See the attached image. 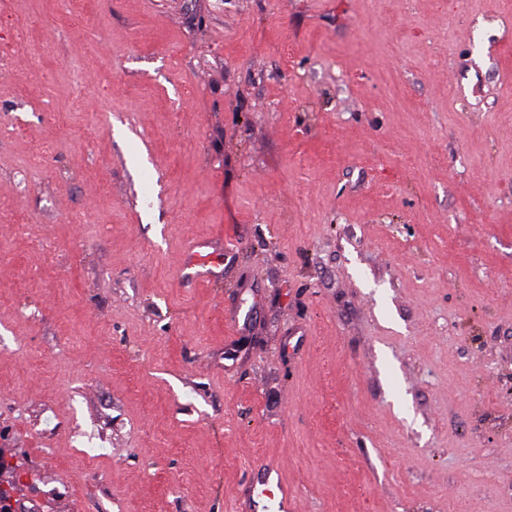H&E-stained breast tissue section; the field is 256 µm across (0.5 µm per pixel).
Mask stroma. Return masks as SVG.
<instances>
[{
	"instance_id": "35a3bbf8",
	"label": "stroma",
	"mask_w": 512,
	"mask_h": 512,
	"mask_svg": "<svg viewBox=\"0 0 512 512\" xmlns=\"http://www.w3.org/2000/svg\"><path fill=\"white\" fill-rule=\"evenodd\" d=\"M0 454L16 512H512V0H0ZM213 263L209 255L201 254L197 250H193L191 259L179 274L181 283H196L202 280H211L217 276L212 268L208 265ZM0 468L7 469L13 474V479L9 481L11 479L10 473L7 470L0 471V512H11V510L4 509L12 508V493L24 484L23 479L28 477V471L20 464L16 466L9 465L3 459V456H0ZM6 483L7 486L2 485ZM247 492L240 511L256 512L272 508L274 512H293L295 491L281 476L278 465L266 462L254 466L248 477ZM264 498L272 501V506L264 503Z\"/></svg>"
}]
</instances>
